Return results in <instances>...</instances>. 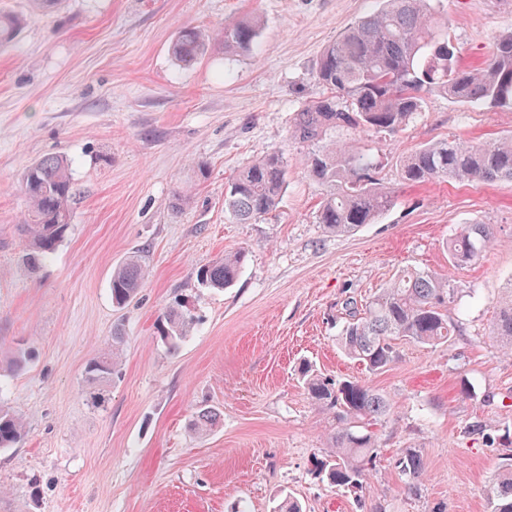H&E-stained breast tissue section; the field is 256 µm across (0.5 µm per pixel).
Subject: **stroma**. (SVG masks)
Wrapping results in <instances>:
<instances>
[{"instance_id":"35a3bbf8","label":"stroma","mask_w":512,"mask_h":512,"mask_svg":"<svg viewBox=\"0 0 512 512\" xmlns=\"http://www.w3.org/2000/svg\"><path fill=\"white\" fill-rule=\"evenodd\" d=\"M383 0H62L39 14L32 0H0L23 23L0 48V406L28 435L0 451V512H274L281 495L303 512H487L486 490L512 433V351L492 328L512 277V182L407 185L403 157L442 139L492 143L512 134V111L434 93L395 134L365 132L393 204L349 235L317 222L326 186L306 168L290 129L323 93L322 50ZM461 61L481 65L495 37L512 34V0H445ZM259 14L250 49L214 45L177 62L183 25L217 28ZM280 152L287 180L276 210L248 224L224 212V188L250 161ZM46 155L72 163L80 190L68 234L37 272L21 261L25 170ZM207 166L199 176L197 162ZM192 203L172 207L178 188ZM494 240L479 260L448 261L464 224ZM243 249L235 284L207 288L196 271ZM149 277L136 301L113 307L112 271L128 256ZM447 276L457 293L454 336L403 342L399 358L366 372L338 348L345 302L366 300L403 268ZM184 298L197 322L176 350L156 319ZM125 341L107 402L88 401V361ZM20 348L32 359L7 363ZM359 379L386 396L376 425L380 462L364 503L315 478L333 419L309 400L295 368ZM216 410L212 431L190 428ZM484 421L492 442L467 436ZM423 458L422 494L405 489L394 461Z\"/></svg>"}]
</instances>
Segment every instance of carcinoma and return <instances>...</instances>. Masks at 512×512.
<instances>
[{
  "instance_id": "1",
  "label": "carcinoma",
  "mask_w": 512,
  "mask_h": 512,
  "mask_svg": "<svg viewBox=\"0 0 512 512\" xmlns=\"http://www.w3.org/2000/svg\"><path fill=\"white\" fill-rule=\"evenodd\" d=\"M20 20L0 13V47L12 41ZM261 26L258 16L229 20L210 32L185 26L172 44L174 57L190 63L218 44L224 53L248 49ZM322 96L296 114L291 137L313 144L307 157L309 176L330 187L318 210V223L339 235L373 224L393 204V197L378 182V160L363 153L356 140L327 138L331 130L356 134L366 131L394 134L417 112L426 96L443 93L460 102L512 110V34L493 41L488 59L479 67L462 64L447 32V20L436 0H385L376 12L359 18L324 48L314 72ZM406 184L433 180L454 182L512 181V137L495 143L441 140L424 145L400 161ZM286 182V165L280 152H271L249 163L224 190V211L246 224L277 207ZM28 202L23 231L22 261L31 272L63 241L71 220L74 199L70 163L58 156L35 161L21 185ZM493 241L487 224H464L448 240V260L454 266L475 261ZM239 249L200 267L197 280L211 288H229L245 263ZM142 257L132 256L112 272V304H131L146 280ZM456 289L446 277L429 271L405 269L371 297L358 304L348 300V310L338 346L370 373L381 371L398 358L402 341L434 345L448 341L455 326L448 316ZM195 315L184 301L176 300L157 321V332L168 348L176 349L195 326ZM495 333L512 348V285L500 301ZM124 336L114 330L112 352L91 360L85 381L102 384L119 374ZM298 375L309 399L336 421L326 460L314 462V473L359 498L369 473L376 469L379 448L373 431L390 404L370 386L351 379L324 375L308 362ZM218 414L202 409L191 427L210 430ZM26 435L23 419L0 407V450L13 448ZM395 467L404 487L421 494L422 455L406 449ZM489 512H512V453L504 454L487 489Z\"/></svg>"
}]
</instances>
